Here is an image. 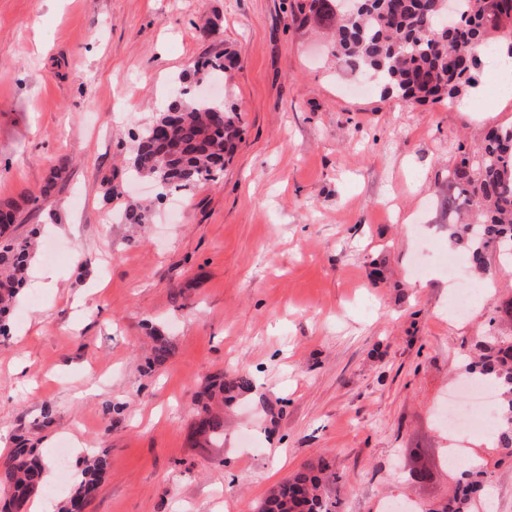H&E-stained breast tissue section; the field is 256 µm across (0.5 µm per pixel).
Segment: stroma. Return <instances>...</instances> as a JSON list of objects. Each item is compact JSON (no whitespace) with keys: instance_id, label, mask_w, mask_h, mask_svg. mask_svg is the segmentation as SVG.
Wrapping results in <instances>:
<instances>
[{"instance_id":"stroma-1","label":"stroma","mask_w":512,"mask_h":512,"mask_svg":"<svg viewBox=\"0 0 512 512\" xmlns=\"http://www.w3.org/2000/svg\"><path fill=\"white\" fill-rule=\"evenodd\" d=\"M283 3L0 0V204L43 230L0 337V445L36 448L55 512L90 453L108 466L84 512H255L322 458L340 512H381L389 495L445 502L452 452L490 477L475 512H512V457L435 415L494 301L512 297V269L491 251L493 276L452 314L466 282L441 269L445 253L471 267L448 236V170L512 125V96L490 92L485 68L460 106L351 90L323 27ZM226 50L242 142L189 192L161 200L127 183L153 211L129 230L104 180L123 174L174 82L193 84L194 61ZM57 167L64 180L43 194ZM154 328L175 346L161 365ZM219 373L253 386L203 447L189 433ZM422 467L430 479H411Z\"/></svg>"}]
</instances>
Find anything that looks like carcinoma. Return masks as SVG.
Wrapping results in <instances>:
<instances>
[{"label": "carcinoma", "mask_w": 512, "mask_h": 512, "mask_svg": "<svg viewBox=\"0 0 512 512\" xmlns=\"http://www.w3.org/2000/svg\"><path fill=\"white\" fill-rule=\"evenodd\" d=\"M355 2L359 7L346 13L336 0H310L309 11L329 13L337 64L356 79L377 76L384 94L409 103L454 101L477 84L482 63L477 47L496 49L506 43L512 48V0H459L454 20L448 18V0ZM234 66L233 53L224 51L197 62L193 76L198 82L221 76L227 89ZM242 132L239 113L178 85L166 109L137 135L129 170L152 180L163 196L169 190L191 189L224 171L218 161L229 162ZM444 206L455 217V225L448 228L451 240L466 249L477 271H485L490 249L512 260V126L490 129L478 150L448 171ZM152 218L141 204L129 203L122 210L126 224H148ZM23 222L19 205L0 206L1 336L8 335L7 320L25 284L33 238L38 235L35 229L19 235ZM152 343L154 362L164 363L173 353L170 338L156 334ZM473 347L477 360L464 371L488 375L500 389L495 441L512 456V336H483ZM251 387L252 378L241 373L227 383L210 382L204 394L222 405L224 395ZM192 435L206 441L221 439L223 409H205ZM106 465L100 456L87 466L76 497L88 496ZM486 482L484 471L467 467L453 495L429 512H472L473 496ZM43 483L40 462L28 457L25 449H16L0 460V490L7 495L0 512H17ZM334 483L336 474L322 459L274 486L256 512H338V501L327 492Z\"/></svg>", "instance_id": "cac0c4a2"}]
</instances>
